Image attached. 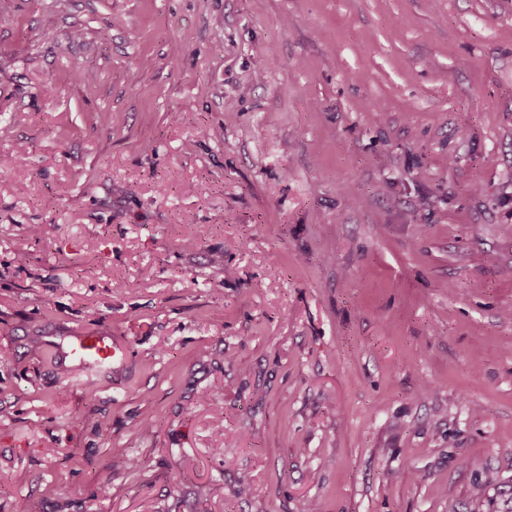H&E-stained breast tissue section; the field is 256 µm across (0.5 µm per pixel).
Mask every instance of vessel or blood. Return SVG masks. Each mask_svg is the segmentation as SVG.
<instances>
[{"label":"vessel or blood","mask_w":512,"mask_h":512,"mask_svg":"<svg viewBox=\"0 0 512 512\" xmlns=\"http://www.w3.org/2000/svg\"><path fill=\"white\" fill-rule=\"evenodd\" d=\"M53 349L62 361L93 371L114 367L127 358L126 345L103 332H75Z\"/></svg>","instance_id":"obj_1"}]
</instances>
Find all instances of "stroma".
Listing matches in <instances>:
<instances>
[{
	"label": "stroma",
	"mask_w": 512,
	"mask_h": 512,
	"mask_svg": "<svg viewBox=\"0 0 512 512\" xmlns=\"http://www.w3.org/2000/svg\"><path fill=\"white\" fill-rule=\"evenodd\" d=\"M20 151L0 512L512 507V0H0ZM53 349L63 361L87 370L114 368L127 359L124 343L103 332L77 331L62 342H51Z\"/></svg>",
	"instance_id": "obj_1"
}]
</instances>
